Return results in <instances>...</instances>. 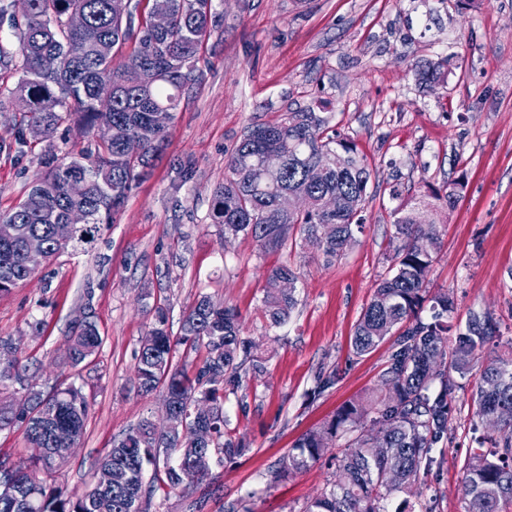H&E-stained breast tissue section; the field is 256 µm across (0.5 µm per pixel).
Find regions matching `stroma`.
Listing matches in <instances>:
<instances>
[{
    "mask_svg": "<svg viewBox=\"0 0 512 512\" xmlns=\"http://www.w3.org/2000/svg\"><path fill=\"white\" fill-rule=\"evenodd\" d=\"M213 9L198 79L184 89L165 149L124 206L92 244L65 250L0 294V337L12 339L26 369L24 383H0V397H21L25 383L44 392L84 385L86 432L56 479L89 489L114 440L163 413L162 393L142 394L134 373L151 306H166L176 328L198 295L210 294L240 312L244 337L267 362L225 403L232 434L248 450L213 466L221 492L205 512L238 500L250 512H301L332 479L336 461L325 457L286 478L277 476L278 464L297 438L373 388L386 365L389 344L356 357L351 341L390 266L393 212L404 200L464 178L440 227L429 285L448 291L454 327L464 328L470 312L488 311L512 328V0H213ZM0 46L9 54L0 71L4 212L25 196L45 151L66 161L96 138L69 121L51 144L19 141L21 55L6 20ZM441 60L447 81L420 84L417 65ZM297 112L326 118L372 170L366 228L330 262L303 241L262 252L250 238H224L209 218L232 147L251 126ZM395 186L400 196H391ZM283 263L299 276L298 305L272 328L261 312L262 286ZM86 319L103 343L74 367L65 341ZM322 372L335 383L320 392ZM473 385L465 380L457 391L448 439L412 488L415 512H464L463 460L473 438L488 432L471 401Z\"/></svg>",
    "mask_w": 512,
    "mask_h": 512,
    "instance_id": "1",
    "label": "stroma"
}]
</instances>
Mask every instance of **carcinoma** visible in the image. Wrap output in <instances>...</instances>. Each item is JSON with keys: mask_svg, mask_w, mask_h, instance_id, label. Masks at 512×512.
<instances>
[{"mask_svg": "<svg viewBox=\"0 0 512 512\" xmlns=\"http://www.w3.org/2000/svg\"><path fill=\"white\" fill-rule=\"evenodd\" d=\"M150 2L147 15L139 18L137 2L121 15L110 8V0H29L19 28L22 77L16 92L26 103L30 136L51 140L67 116L75 117L86 134L107 124L119 135L97 143L93 152L82 149L68 162L49 164L27 195L0 213L1 223L19 228L15 238L0 239V294L32 276L36 263L24 252L26 237H40L47 246L46 260L53 259L67 249L56 241L53 226L63 223L69 209L80 207L89 223L76 225L72 244L90 243L103 220L125 202L137 169L165 145L180 94L194 80L210 33L212 0ZM71 13L83 14L86 25L69 29L66 17ZM155 13L169 16L168 28L151 27ZM129 43L134 45L131 54L117 60ZM419 78L435 84L445 81L448 71L442 62H428L419 69ZM325 124L313 112H297L285 123L248 129L232 148L224 184L212 198L211 222L224 238L243 235L262 250L278 251L296 231L305 240L320 239L328 262L355 242V233L365 228L361 212L371 170L356 144L325 133ZM124 133L142 141L143 152L135 159L123 156ZM268 151L280 155L279 169L263 165ZM464 188L456 180L394 210L391 269L358 319L352 351L362 357L390 336L397 338L377 387L343 403L280 460L278 475L299 473L317 463L336 439L346 437L334 479L302 512H414L408 495L421 471L432 464L433 448L448 436L455 392L462 388L458 379L471 376L476 367L472 398L478 414L485 419L498 415L501 421L467 453L464 512H512V338L501 341L503 333L487 313L471 314L464 331H453L448 290L426 288L439 224ZM334 194L335 209L323 210L322 201ZM285 280L291 284L288 289L281 287ZM297 280L286 265L267 273L262 305L269 327L288 321L297 304ZM426 301L433 311L429 322L417 318ZM102 343L95 323L81 324L67 340L72 366L95 354ZM180 347L186 354L206 350L192 375L175 362ZM16 351L11 341L0 339V382L21 380ZM265 362L259 346L241 336L240 314L211 296H199L176 336L167 309L156 307L136 357L138 387L145 394L166 392L169 414L202 428L207 440L195 444L178 434L158 435L154 422L144 419L98 462L112 479L81 495L71 493L56 484V469L68 456L52 454V436L62 429L78 441L83 437L88 418L83 388L70 383L48 393L29 389L21 399L0 404V431L24 426L31 449L19 461L0 457V467L13 468L12 480L0 481V512H149L176 490L198 488L200 495L187 509L204 512L212 494L209 474L181 467L176 459L204 452L221 465L244 454L242 439L229 434L224 403L243 379L262 372ZM44 460L46 478L33 490L26 468Z\"/></svg>", "mask_w": 512, "mask_h": 512, "instance_id": "obj_1", "label": "carcinoma"}]
</instances>
